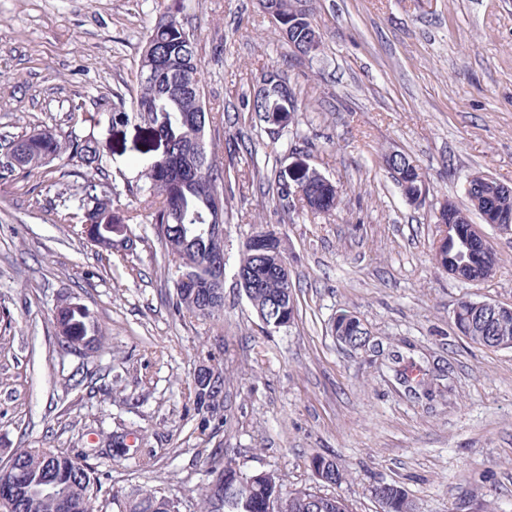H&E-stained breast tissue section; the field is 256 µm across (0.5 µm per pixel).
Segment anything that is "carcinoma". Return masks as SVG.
<instances>
[{"mask_svg":"<svg viewBox=\"0 0 512 512\" xmlns=\"http://www.w3.org/2000/svg\"><path fill=\"white\" fill-rule=\"evenodd\" d=\"M184 0H171L156 16L142 47L137 69L132 76L134 93L125 100L121 90L112 92V105L103 101L95 106L106 111L113 126L139 120L148 125L153 137L163 150L138 159L143 169L144 184L131 192L134 198H143L151 209L150 224L157 229L158 238L172 262L179 264L175 281V310L190 317L215 319L224 312V289L212 286L214 272L207 265L216 242L205 233H188L192 224H207L209 209L224 205L226 192L231 189L230 169L215 145L206 139V130L215 116L208 112L201 78V62L197 57L193 34L185 27ZM273 17L282 35L289 36L295 45L296 56L311 57L321 49L319 29L308 23L288 26V16L299 9H310L308 0H274ZM291 107L279 119L278 129L295 124V114L301 103L293 90H288ZM22 150L23 164L9 165L5 172H32L64 159L67 164L98 170L103 155L94 138L64 142L51 130H37L13 141L10 152ZM384 165L406 201L418 199L429 192L425 173L418 165L406 164L401 155H384ZM294 183L302 188L301 209L317 216L333 215L339 205L336 185L314 169H299ZM278 205L285 213L296 211L288 205V191L280 176H275L273 188ZM465 193L471 205L482 216L512 219V194H507L495 181L474 180ZM77 207L83 210L84 223L91 225V240L98 247L112 249V225L136 221L137 208L123 211L115 208L112 195L98 190V184L86 180L76 197ZM441 220L458 226L460 236L433 249L434 265L445 271H469L472 256L484 257V263L498 268L499 258L494 247L484 252L468 244L471 223L455 203L446 202ZM273 236L267 254L243 252L237 266L246 276L256 272L265 279L263 288H245L243 293L256 313L260 314L263 329L272 327V312L276 306L289 309L288 321L297 313L294 284L282 283L272 265L273 251L284 253L282 238L275 230L261 228ZM454 325L473 344L484 348L512 349V313L474 312L471 303L462 299L453 314ZM55 331L84 342L90 351L101 345L104 331L97 317L88 308L77 304L59 305L55 312ZM333 333L345 337L353 346H364L369 331L358 317L341 313L336 317ZM224 393V376L215 378L197 375L188 387L189 398L199 412H214L220 407ZM11 476L19 498L18 512H99L95 503L98 479L86 462L58 448H19L12 455ZM208 473L207 482L199 492V512H268V505L280 498L288 501L286 512H352L342 498L323 494L313 488L286 490L281 478L272 471L258 477L246 497H231L240 467L229 455L206 456L203 460ZM310 465L322 469L334 483L344 474L336 460L315 455ZM57 482L67 488L80 487L69 493L62 506L54 507L41 492V484ZM385 498L388 506L383 512H415L406 492L395 484L387 485ZM112 500L123 502L124 512H180V504L159 488L147 489L136 495H127L121 489L112 490Z\"/></svg>","mask_w":512,"mask_h":512,"instance_id":"obj_1","label":"carcinoma"}]
</instances>
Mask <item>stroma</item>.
Returning a JSON list of instances; mask_svg holds the SVG:
<instances>
[{
	"mask_svg": "<svg viewBox=\"0 0 512 512\" xmlns=\"http://www.w3.org/2000/svg\"><path fill=\"white\" fill-rule=\"evenodd\" d=\"M166 0H0V164L18 136L95 134L96 180L117 193L139 183L148 145L137 123L92 126L86 113L130 81ZM322 45L295 57L257 0H187L208 108L209 140L237 122L257 155L225 157L236 172L224 227V313L176 316L175 288L148 222L112 228L93 245L63 203L62 161L0 179V464L19 448L86 457L103 512L113 488H163L197 512L203 459L227 449L241 469L274 471L287 489L319 485L309 461L344 472L324 493L352 512H379L373 489L400 486L416 512H512V349L473 345L453 324L459 299L512 306V235L485 233L499 268L463 283L437 270L434 213L466 205L468 178L512 187V0H313ZM287 64L302 100L296 126L270 133L241 98ZM83 111H75V104ZM400 150L428 177L424 204L406 202L381 163ZM305 164L335 182L336 218L276 208L279 166ZM279 232L298 315L265 333L236 287L234 266L259 226ZM71 300L106 329L80 356L55 342L53 315ZM368 327L369 348L337 342L340 313ZM220 364L224 403L207 430L188 385ZM444 374L448 390L417 382ZM123 437L125 456L113 454ZM151 454L153 468L141 465Z\"/></svg>",
	"mask_w": 512,
	"mask_h": 512,
	"instance_id": "1",
	"label": "stroma"
}]
</instances>
